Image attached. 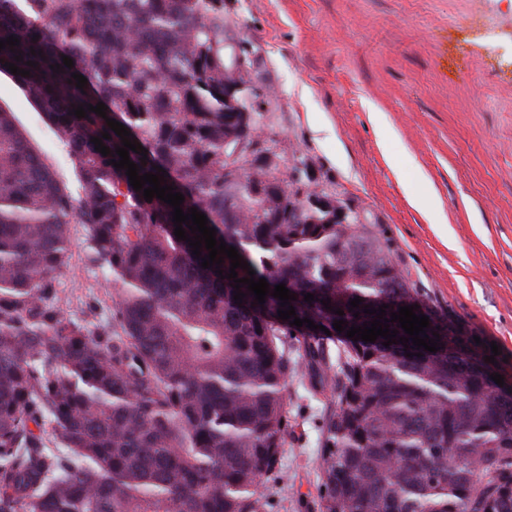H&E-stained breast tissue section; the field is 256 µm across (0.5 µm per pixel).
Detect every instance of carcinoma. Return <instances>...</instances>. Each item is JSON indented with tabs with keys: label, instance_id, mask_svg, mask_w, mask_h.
Wrapping results in <instances>:
<instances>
[{
	"label": "carcinoma",
	"instance_id": "carcinoma-1",
	"mask_svg": "<svg viewBox=\"0 0 512 512\" xmlns=\"http://www.w3.org/2000/svg\"><path fill=\"white\" fill-rule=\"evenodd\" d=\"M10 36L20 43L0 49V74L65 147L77 194L0 107V512H266L258 488L290 433L295 374L322 400L318 512H512V392L376 225L334 220L335 197L258 147L254 118L226 99L252 61L224 73V0H0ZM100 102L106 116H75ZM108 118L145 148V161L129 151L138 175L163 168L183 212L205 214L254 278L285 284L296 316L329 333L220 278L229 258L202 268L209 250L197 258L174 235L173 207L110 164L122 140ZM241 140L251 151L229 171L224 147ZM72 224L89 263L120 283L110 325L59 306ZM383 304L387 319L418 306L438 351L337 335L334 321L361 327L376 319L364 306Z\"/></svg>",
	"mask_w": 512,
	"mask_h": 512
}]
</instances>
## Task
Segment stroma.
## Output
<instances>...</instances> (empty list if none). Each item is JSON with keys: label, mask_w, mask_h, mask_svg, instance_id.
Masks as SVG:
<instances>
[{"label": "stroma", "mask_w": 512, "mask_h": 512, "mask_svg": "<svg viewBox=\"0 0 512 512\" xmlns=\"http://www.w3.org/2000/svg\"><path fill=\"white\" fill-rule=\"evenodd\" d=\"M512 0H224L229 45L245 49L273 101L258 118L285 167L306 164L363 223L393 243L412 280L448 314L497 344L496 373L512 383ZM0 105L67 185L72 168L40 112L0 75ZM380 112L392 134L379 143ZM432 195L409 202L403 177ZM447 225V237L437 233ZM70 233L63 309L99 325L117 286L85 261ZM288 380L293 431L277 480L259 491L267 512H309L320 493L315 422L321 405Z\"/></svg>", "instance_id": "stroma-1"}]
</instances>
